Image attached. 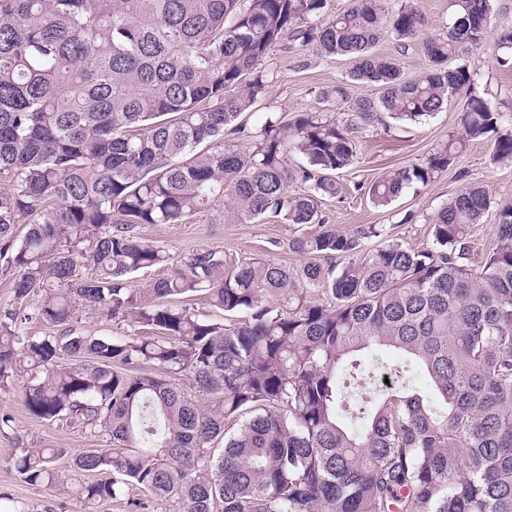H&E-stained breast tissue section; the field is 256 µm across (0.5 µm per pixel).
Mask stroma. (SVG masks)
<instances>
[{
  "instance_id": "obj_1",
  "label": "stroma",
  "mask_w": 512,
  "mask_h": 512,
  "mask_svg": "<svg viewBox=\"0 0 512 512\" xmlns=\"http://www.w3.org/2000/svg\"><path fill=\"white\" fill-rule=\"evenodd\" d=\"M425 24L408 46L397 47L392 38H383L376 50L394 56L406 75L421 74L428 60L426 41L445 31L453 17L451 0H414ZM459 59L475 73L477 88L499 110L512 111V54L499 51L466 50ZM273 80L259 98L251 114L258 121L269 113L328 112L339 115L335 100H323V89L344 82L351 95H374L371 87L348 79L353 63L346 57H323L283 38L272 47L261 63ZM463 105L459 96L449 98L442 111L419 124L389 123L366 128L360 137L359 161L340 175L345 187L342 197L326 199L322 212L328 223L346 231L365 224H383L392 238L423 249L430 247L429 214L449 202L459 188L476 183L495 199L512 200V165H494L486 143L473 142L435 182L427 187L407 189L388 208L373 206L363 185L382 173L422 162L438 144L458 128ZM140 237L163 243L171 262L183 265L188 258L205 251L224 254L225 267L252 259L271 260L297 269L308 263L305 255L293 253L288 241L295 234L289 224H235L224 219L223 205H215L186 224H142ZM0 408L14 417L12 428L0 432V507L6 512H83L82 503L59 488L30 486L15 472L13 457L17 448H63L68 456L110 445L107 434L90 435L80 422L56 424L32 419L24 408L18 385L0 388Z\"/></svg>"
}]
</instances>
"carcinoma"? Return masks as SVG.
<instances>
[{"instance_id": "1", "label": "carcinoma", "mask_w": 512, "mask_h": 512, "mask_svg": "<svg viewBox=\"0 0 512 512\" xmlns=\"http://www.w3.org/2000/svg\"><path fill=\"white\" fill-rule=\"evenodd\" d=\"M327 2L0 0V273L16 302L41 296L35 318L63 328L25 336L28 317L1 313L0 383H21L33 417L112 440L67 469L64 448L22 447V482L61 486L84 512L130 486L181 512H512V202L461 187L430 216L427 249L382 224L340 230L321 210L381 112L417 122L464 98L456 134L370 184L377 207L433 183L472 141L488 140L491 163L512 161V113L455 62L487 42L494 0H452L416 78L374 50L386 34L401 46L417 36L412 0H351L314 23ZM286 35L350 58L349 78L379 96L338 83L321 96L345 117L269 114L246 130L239 119L271 83L258 66ZM226 134L247 146H224ZM292 154L304 163L291 166ZM217 202L237 224H315L288 249L343 262L297 273L248 261L216 280L224 254L208 251L132 287V275L170 263L135 226L185 224ZM491 211L495 239L472 265L468 240ZM369 238L384 242L367 251ZM196 292L224 321L175 303ZM82 309L154 335H83ZM384 348L404 356L387 371L422 370L432 396L404 382L349 414L343 371ZM183 376L210 406L175 384ZM232 417L242 421L229 435Z\"/></svg>"}]
</instances>
